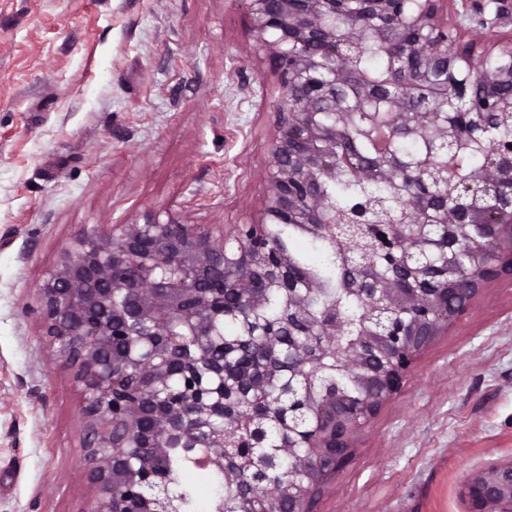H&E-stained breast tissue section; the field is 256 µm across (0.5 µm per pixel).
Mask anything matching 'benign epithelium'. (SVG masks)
<instances>
[{"mask_svg": "<svg viewBox=\"0 0 512 512\" xmlns=\"http://www.w3.org/2000/svg\"><path fill=\"white\" fill-rule=\"evenodd\" d=\"M449 0H248L258 49L274 61L281 96L277 105L269 191L257 224L226 233L203 224H114L81 233L40 288L44 335L55 362L73 372L84 395L86 481L93 489L85 512H170L157 458L184 440L201 448V462L224 471V447L249 416L224 417V399L263 397L266 376L278 372L292 339L272 327L253 326L259 370L248 377L224 373L235 346L222 338L224 315L247 322L278 288L288 302V326L332 337L334 316L310 318L314 283L295 267L270 226L303 224L314 235L353 225L373 254L385 260L400 250L393 275L352 281L374 325L350 353L345 368L365 399L350 406L328 390L317 403L318 427L297 458L306 482H288V512H313L321 484L347 466L354 436L404 386L416 357L448 323L464 314L484 286L512 279V140L501 143L484 174L456 186L465 203L448 210V168L408 171L388 152L364 161L344 130L319 119L325 112H358L389 136L430 135L461 142L475 129L448 123V100L479 112H512V33L482 47L466 38L463 16L479 27L512 24V0H463L464 13L448 18ZM494 16L486 18L487 8ZM338 15L343 26L326 22ZM372 37L392 61L390 77L375 81L350 61ZM501 56L494 70L474 69L478 50ZM345 167L360 180L385 182L408 194L401 223L417 233L394 240L381 204L364 200L330 214L321 180ZM455 266L456 278L424 288L422 270ZM203 365L207 380L191 375ZM178 379L189 385L168 390ZM467 512H512V457L470 472L459 487Z\"/></svg>", "mask_w": 512, "mask_h": 512, "instance_id": "1", "label": "benign epithelium"}]
</instances>
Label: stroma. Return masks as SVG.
Listing matches in <instances>:
<instances>
[{"instance_id": "obj_1", "label": "stroma", "mask_w": 512, "mask_h": 512, "mask_svg": "<svg viewBox=\"0 0 512 512\" xmlns=\"http://www.w3.org/2000/svg\"><path fill=\"white\" fill-rule=\"evenodd\" d=\"M246 0H0V512H83V394L39 288L84 229L261 220L276 100ZM512 455V281L489 284L355 436L314 512H467Z\"/></svg>"}]
</instances>
